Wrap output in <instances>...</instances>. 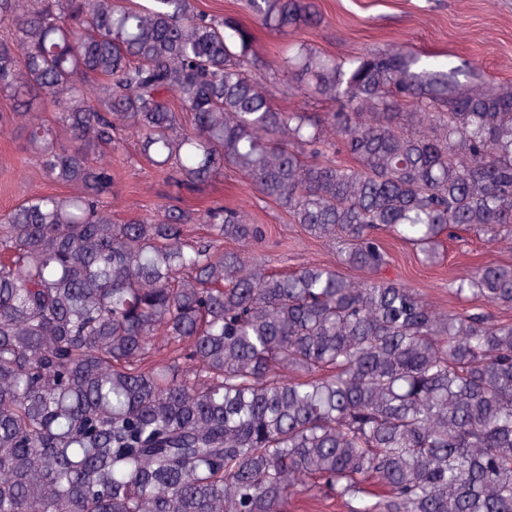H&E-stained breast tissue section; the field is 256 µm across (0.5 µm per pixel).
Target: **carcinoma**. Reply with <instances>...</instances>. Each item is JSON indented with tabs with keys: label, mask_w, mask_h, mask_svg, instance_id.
<instances>
[{
	"label": "carcinoma",
	"mask_w": 512,
	"mask_h": 512,
	"mask_svg": "<svg viewBox=\"0 0 512 512\" xmlns=\"http://www.w3.org/2000/svg\"><path fill=\"white\" fill-rule=\"evenodd\" d=\"M244 7L0 0V136L49 186L0 213V512H512V319L382 275L384 233L512 251V84L268 53L316 0ZM131 135L189 196L118 220ZM226 178L334 260H254ZM451 292L511 310L512 263Z\"/></svg>",
	"instance_id": "obj_1"
}]
</instances>
